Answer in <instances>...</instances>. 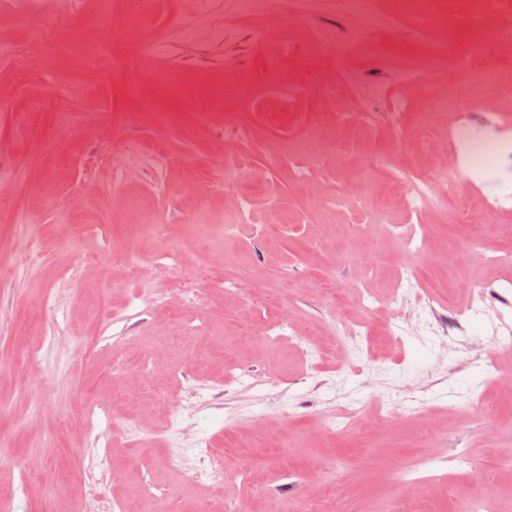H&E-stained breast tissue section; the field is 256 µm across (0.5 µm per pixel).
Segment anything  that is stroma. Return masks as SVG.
Listing matches in <instances>:
<instances>
[{
  "label": "stroma",
  "instance_id": "stroma-1",
  "mask_svg": "<svg viewBox=\"0 0 512 512\" xmlns=\"http://www.w3.org/2000/svg\"><path fill=\"white\" fill-rule=\"evenodd\" d=\"M178 0H0V504L6 512H376L396 498L405 512H461L495 494L512 505V357L489 367L512 266L482 263L512 252V203L496 189L422 182L431 137L455 116L437 67L400 86L427 44L490 46L498 17L471 0H434L405 11L380 0L375 16L343 14L336 0H270L288 43L294 87L268 79L247 26L223 42L224 0L179 11ZM204 37L181 40L183 27ZM389 42L386 57L331 50L357 31ZM327 49L311 57L314 37ZM165 41L166 55L145 56ZM490 67L476 90L512 120V44L476 60ZM421 67V66H420ZM371 100L372 123L342 124L351 100ZM418 168H410L409 159ZM306 167L308 182L297 181ZM421 185L409 211L395 183ZM251 185L241 224L226 187ZM494 221L477 236L444 220L449 202ZM165 240L140 245V227ZM397 224L422 225L420 251L397 249ZM363 226L355 234L354 226ZM179 251L181 265L162 260ZM241 267L232 292L212 287L210 266ZM404 267L451 279L461 313L430 318L418 295L366 306L358 287L384 290ZM326 270L327 280L313 278ZM486 283L481 309L472 281ZM301 335L338 353L332 368L262 334L270 301ZM388 337L384 351L336 334L339 319ZM415 399L424 420L383 422L389 399ZM473 402L472 413L451 402ZM356 403L358 429L330 434L326 418ZM261 438L255 456L233 447ZM224 455V478L200 488L185 474L200 449ZM467 450L470 463L446 462ZM180 453L183 469L165 468ZM446 466L423 489L385 471ZM251 473L248 483L236 472ZM163 502L144 501L147 483Z\"/></svg>",
  "mask_w": 512,
  "mask_h": 512
}]
</instances>
